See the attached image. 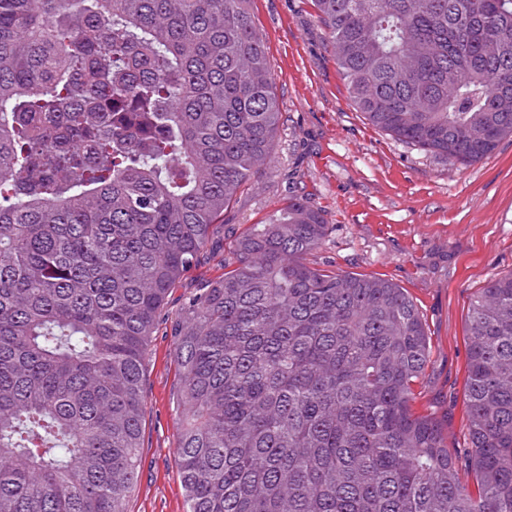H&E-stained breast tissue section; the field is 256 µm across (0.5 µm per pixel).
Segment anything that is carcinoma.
<instances>
[{"instance_id":"1","label":"carcinoma","mask_w":512,"mask_h":512,"mask_svg":"<svg viewBox=\"0 0 512 512\" xmlns=\"http://www.w3.org/2000/svg\"><path fill=\"white\" fill-rule=\"evenodd\" d=\"M250 2L0 0V512H126L157 322L281 121ZM313 6L375 127L459 163L512 137V0ZM328 230L290 198L185 300L187 512H512V271L470 303L451 447L412 409L418 307L309 266Z\"/></svg>"}]
</instances>
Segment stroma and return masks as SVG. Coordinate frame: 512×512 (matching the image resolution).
I'll use <instances>...</instances> for the list:
<instances>
[{"label":"stroma","instance_id":"obj_1","mask_svg":"<svg viewBox=\"0 0 512 512\" xmlns=\"http://www.w3.org/2000/svg\"><path fill=\"white\" fill-rule=\"evenodd\" d=\"M266 40L282 125L271 162L224 211L196 267L171 290L176 317L195 288L224 272L228 244L289 198L322 210L330 231L310 266L391 280L425 323L430 358L416 413L465 445L467 315L481 288L512 270V138L460 164L373 126L353 105L311 0H251ZM175 341L159 329L144 380L140 467L127 512H185L176 463Z\"/></svg>","mask_w":512,"mask_h":512}]
</instances>
